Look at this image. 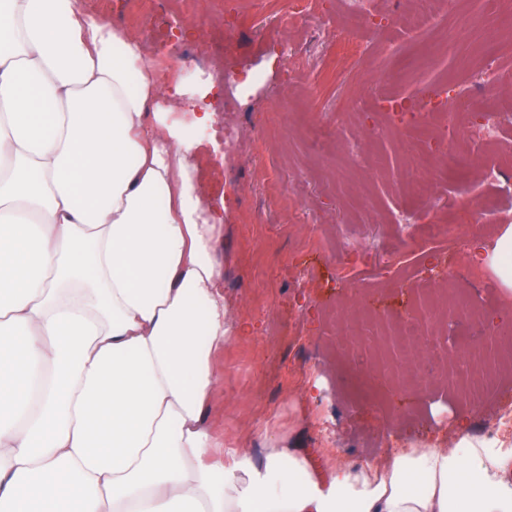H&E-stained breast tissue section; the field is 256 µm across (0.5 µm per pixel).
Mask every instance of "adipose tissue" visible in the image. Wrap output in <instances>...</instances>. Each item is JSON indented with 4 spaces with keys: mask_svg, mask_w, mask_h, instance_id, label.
<instances>
[{
    "mask_svg": "<svg viewBox=\"0 0 512 512\" xmlns=\"http://www.w3.org/2000/svg\"><path fill=\"white\" fill-rule=\"evenodd\" d=\"M142 45L78 0H0V512H512V443L220 465L213 361L245 336L200 143Z\"/></svg>",
    "mask_w": 512,
    "mask_h": 512,
    "instance_id": "ef3b65f1",
    "label": "adipose tissue"
}]
</instances>
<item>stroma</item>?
<instances>
[{
  "instance_id": "stroma-1",
  "label": "stroma",
  "mask_w": 512,
  "mask_h": 512,
  "mask_svg": "<svg viewBox=\"0 0 512 512\" xmlns=\"http://www.w3.org/2000/svg\"><path fill=\"white\" fill-rule=\"evenodd\" d=\"M82 0L84 9L138 40L162 80L188 88L211 75L220 55L250 86H223L211 105L235 142L214 165L200 156V190L223 197L216 257L233 319L253 325L250 338L225 343L215 359L211 428L225 447L262 463V430L302 438L327 459L383 461L390 444L457 441V425H475L444 382L400 391L359 368L342 346L359 330L363 309L395 318L444 266L447 239L423 241L409 258L392 254L400 220L422 218L400 187L407 155L422 161L428 130L417 127L418 92L445 91L456 134L472 137L480 118L473 101L500 90L512 72V13H480L471 0L420 36L407 35L400 0ZM398 128L377 140L379 122ZM494 155L472 158L437 177L434 221L455 223L454 205L470 204L469 236L484 224L512 225V197L498 196L477 171ZM361 261L337 262L340 242ZM482 322L455 319L447 335L484 336L485 325L512 328V291L500 280L475 288Z\"/></svg>"
}]
</instances>
